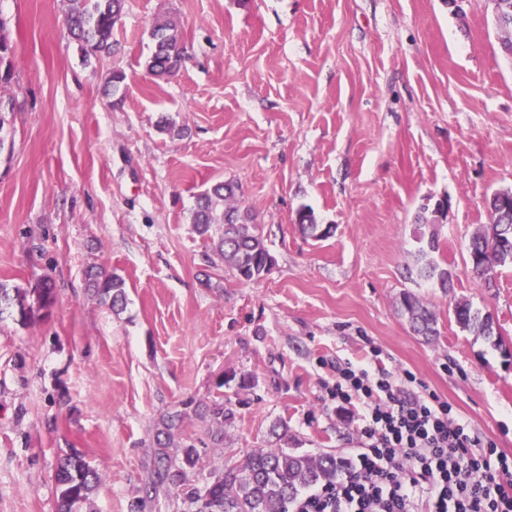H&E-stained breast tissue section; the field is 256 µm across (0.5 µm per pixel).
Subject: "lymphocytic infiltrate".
Wrapping results in <instances>:
<instances>
[{"instance_id": "obj_1", "label": "lymphocytic infiltrate", "mask_w": 512, "mask_h": 512, "mask_svg": "<svg viewBox=\"0 0 512 512\" xmlns=\"http://www.w3.org/2000/svg\"><path fill=\"white\" fill-rule=\"evenodd\" d=\"M334 395L358 401L367 442L353 472L301 495L295 512H512V459L436 395L405 397L367 363L338 368Z\"/></svg>"}]
</instances>
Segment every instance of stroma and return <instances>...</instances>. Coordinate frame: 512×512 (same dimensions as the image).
Here are the masks:
<instances>
[{
    "mask_svg": "<svg viewBox=\"0 0 512 512\" xmlns=\"http://www.w3.org/2000/svg\"><path fill=\"white\" fill-rule=\"evenodd\" d=\"M65 10L0 0L15 52L0 280L56 284L45 316L0 320V512H56L55 472L75 451L104 475L91 512H195L184 484L254 448L355 462L357 412L327 394L344 362L412 373L512 458V267L487 289L466 264L486 199L512 189V58L492 0H126L114 53L90 58ZM161 18L188 50L162 79L145 67ZM219 180L275 258L259 281L192 231L196 194ZM302 207L332 234L303 237ZM419 228L438 236L449 291L417 274ZM93 264L124 279L122 312L87 292ZM407 291L435 311L432 340L399 314ZM464 300L497 319L501 345L457 325ZM216 404L218 447L201 418ZM174 411L171 469L186 480L148 498L151 443Z\"/></svg>",
    "mask_w": 512,
    "mask_h": 512,
    "instance_id": "obj_1",
    "label": "stroma"
}]
</instances>
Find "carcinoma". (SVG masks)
<instances>
[{"label": "carcinoma", "instance_id": "carcinoma-1", "mask_svg": "<svg viewBox=\"0 0 512 512\" xmlns=\"http://www.w3.org/2000/svg\"><path fill=\"white\" fill-rule=\"evenodd\" d=\"M124 0H67L66 22L78 41L84 56H108L112 53V31L121 19ZM154 50L146 61L147 69L157 77L175 73L182 65L186 44L177 24L169 20L156 22L151 31ZM14 49L4 33L0 20V88L14 79ZM238 187L230 182H216L197 194L192 215L193 231L210 243L213 250L233 268L244 281H256L268 274L274 264L260 225L249 213L241 210ZM486 207L491 223L474 232L468 246L472 273L485 288L495 287L494 273L499 267L512 266V190L499 191L489 197ZM295 224L304 236L324 238L331 227L317 224L313 211L298 210ZM425 245L419 248L420 278L443 291L452 287V273L428 258L438 250L435 234L420 235ZM86 288L91 296L120 311L126 304L125 281L117 274H108L91 266L85 274ZM54 302V283L43 279L30 288L9 286L0 282V320L18 310L29 320ZM398 310L408 321L414 334L429 340L437 335L435 312L418 296L405 292L397 302ZM453 314L458 326L486 339L501 337L490 314L469 301L455 304ZM224 407L218 405L211 413L210 438L214 444L224 441ZM162 429L153 446L157 462L155 476L147 491L157 492L168 476V449L175 447L180 436L183 416L174 412L162 418ZM345 471L344 462L332 454L311 456L286 448H255L236 466L212 477L203 488L190 492L197 512H288L302 492L312 486L331 484ZM55 481L59 491L57 512H81L82 506L102 481V473L75 452L60 460Z\"/></svg>", "mask_w": 512, "mask_h": 512}]
</instances>
